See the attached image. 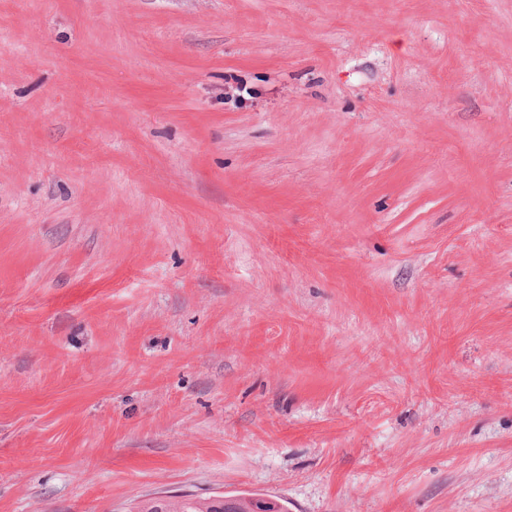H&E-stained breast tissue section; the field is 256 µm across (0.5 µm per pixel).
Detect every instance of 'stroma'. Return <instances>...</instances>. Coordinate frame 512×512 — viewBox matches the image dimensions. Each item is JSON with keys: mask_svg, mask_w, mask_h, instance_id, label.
I'll return each mask as SVG.
<instances>
[{"mask_svg": "<svg viewBox=\"0 0 512 512\" xmlns=\"http://www.w3.org/2000/svg\"><path fill=\"white\" fill-rule=\"evenodd\" d=\"M242 493L512 512V0H0V512Z\"/></svg>", "mask_w": 512, "mask_h": 512, "instance_id": "1", "label": "stroma"}]
</instances>
